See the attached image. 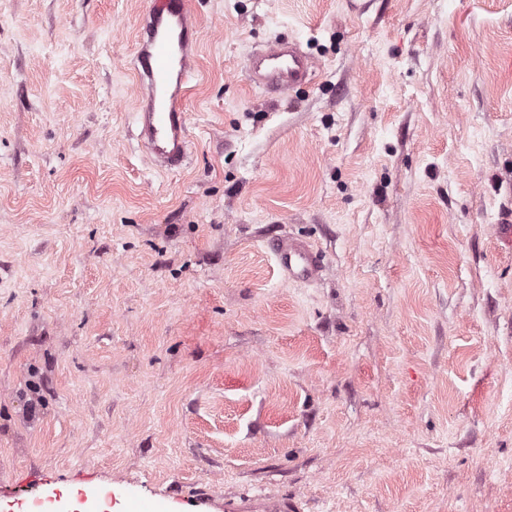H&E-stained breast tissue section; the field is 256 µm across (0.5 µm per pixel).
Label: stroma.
Wrapping results in <instances>:
<instances>
[{
    "label": "stroma",
    "mask_w": 512,
    "mask_h": 512,
    "mask_svg": "<svg viewBox=\"0 0 512 512\" xmlns=\"http://www.w3.org/2000/svg\"><path fill=\"white\" fill-rule=\"evenodd\" d=\"M193 2L164 171L151 0H0V512H512V0ZM278 39L308 85L248 82ZM138 36L131 69L146 103L138 112L137 140L156 165L171 170L187 160L183 101L195 77L199 39L191 1L153 0ZM267 243L288 279L310 281L315 278L320 259L310 243L286 235L271 238ZM267 506L262 508L258 507H245L235 502L233 499H225L224 511L226 512H248L255 510H262V512H298L300 509L292 501H274L268 502Z\"/></svg>",
    "instance_id": "obj_1"
}]
</instances>
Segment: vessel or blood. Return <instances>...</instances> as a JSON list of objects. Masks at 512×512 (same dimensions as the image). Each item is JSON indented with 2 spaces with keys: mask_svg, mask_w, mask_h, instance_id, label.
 <instances>
[{
  "mask_svg": "<svg viewBox=\"0 0 512 512\" xmlns=\"http://www.w3.org/2000/svg\"><path fill=\"white\" fill-rule=\"evenodd\" d=\"M198 39L190 0H152L141 18L139 47L131 61L146 100L137 117V139L163 169L182 166L187 159L183 101L195 77ZM314 67L312 58L289 40L254 50L246 63L252 85L284 93L307 84ZM268 247L288 278L309 281L319 271V255L308 242L280 235Z\"/></svg>",
  "mask_w": 512,
  "mask_h": 512,
  "instance_id": "obj_1",
  "label": "vessel or blood"
}]
</instances>
